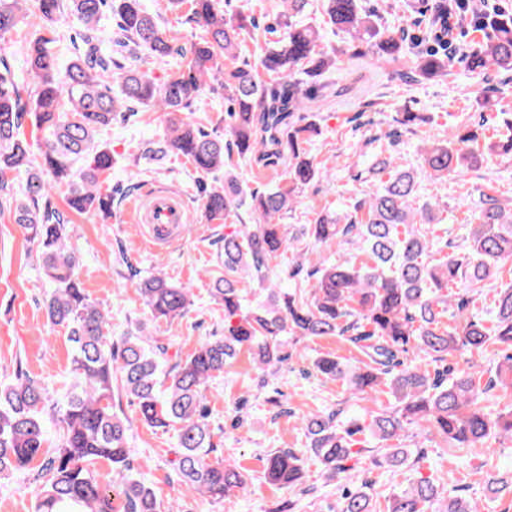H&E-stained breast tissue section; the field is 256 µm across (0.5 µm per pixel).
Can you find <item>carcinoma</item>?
Listing matches in <instances>:
<instances>
[{"label":"carcinoma","mask_w":512,"mask_h":512,"mask_svg":"<svg viewBox=\"0 0 512 512\" xmlns=\"http://www.w3.org/2000/svg\"><path fill=\"white\" fill-rule=\"evenodd\" d=\"M25 0H0V39L12 33ZM37 25L55 26L69 8L84 24L85 50L60 71L47 39L26 42V71L35 85L30 92L0 58V215L8 216L39 253L52 291L43 301L47 323L63 329L71 346L70 382L55 402L39 380L17 371L15 380L0 383V476L38 467L42 478L37 512H160L156 492L137 477L130 446L131 425L114 411V391L137 405L141 421L151 428L177 429L180 451L174 460L177 482L214 502L248 486L240 466L212 459L215 451L208 424L205 388L247 352L260 371V383L287 360L283 346L290 337L341 336L364 359L348 367L328 354L315 358L312 371L339 382L350 395L364 399L388 389L397 410L366 421L342 409L304 419L309 450L327 480L349 473L356 436L380 442L398 438L404 421L433 430L450 448L491 447L512 438V405L497 415L484 412L479 398L494 388L512 391V283L497 292L491 320L467 313V304L489 287L487 280L512 263V209L491 193L471 199L474 223L465 225L468 250L446 253L441 228L432 223V205L416 209L418 172L440 179L478 162L473 145L481 125L458 131L449 142L426 143L417 170L398 157H376L369 167L373 189L357 200L351 213L326 208L307 225L313 242L324 249L347 245L333 262L319 260L308 271L314 282L296 280L309 261L281 287L274 262L290 240L280 218L296 203V189L321 177L304 144L320 134V125L287 118L304 109L307 81L320 79L337 63L318 27L303 23L308 0H281L278 40L269 43L256 66L237 65L240 15L226 17L216 0H189L188 23L207 29V39L181 52L176 71L159 80L147 68L173 53L174 38L142 8L141 0H36ZM112 10L111 42L127 49L119 61L102 53L99 23L104 8ZM454 0H436L424 36L439 40L436 22L450 24ZM326 23L349 36L352 54L400 66L425 79L451 74L448 44L437 43L408 56L406 29L380 22L362 0H324ZM486 42L465 51L459 63L471 72H512V11L494 9L481 16ZM119 70L120 94L112 90V69ZM224 89L231 104V140L214 137L187 115L208 90ZM127 102L163 114L164 132L156 146L133 156L136 168L173 152L186 158L201 177L198 191L209 222L227 221L247 205L253 224H234L224 233V272L208 273L210 295L224 305V335L202 341L186 358L173 360L164 344L144 328L112 341L108 315L91 303L81 288L78 252L67 243V217L53 205L51 192L70 187L68 209L77 214L112 209V194L101 192L112 173L110 149L96 135L112 123ZM31 120L26 136L25 118ZM40 141L39 154L29 139ZM262 167H281L287 184L262 193L247 192L227 181L211 187L204 177L224 166V152ZM83 168L75 172L73 164ZM29 166L25 185L16 190L8 174ZM255 288L238 287L242 273ZM465 295L452 301L450 288ZM134 287L154 321L172 323L193 305L192 287L174 283L162 273L138 280ZM456 309L458 325L448 329L443 318ZM502 348L495 377L482 381L477 357L489 346ZM468 354L461 368L430 372L424 360L444 362ZM56 422L52 436L49 423ZM412 452L385 448L375 465L402 466ZM112 465V483L100 484L90 466ZM299 454L288 448L270 452L266 478L293 489L303 477ZM448 479H422L392 495L387 512H480L466 498L446 494ZM340 512H373L366 485L341 496Z\"/></svg>","instance_id":"carcinoma-1"}]
</instances>
